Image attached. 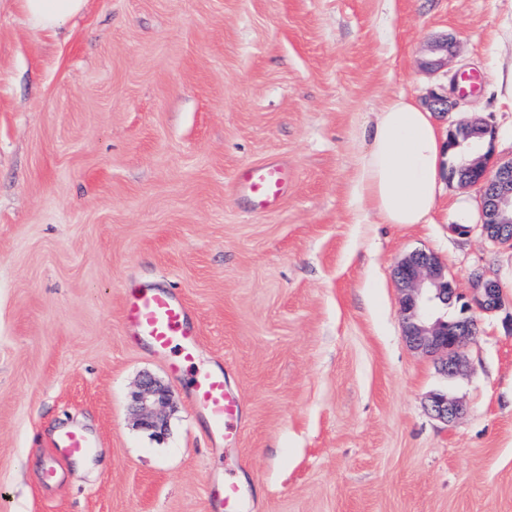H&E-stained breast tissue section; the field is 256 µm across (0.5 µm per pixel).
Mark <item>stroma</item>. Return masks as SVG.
<instances>
[{
	"label": "stroma",
	"mask_w": 512,
	"mask_h": 512,
	"mask_svg": "<svg viewBox=\"0 0 512 512\" xmlns=\"http://www.w3.org/2000/svg\"><path fill=\"white\" fill-rule=\"evenodd\" d=\"M511 71L512 0H86L54 32L0 0V512H214L228 481L244 512H512V249L455 230L476 187L445 180L424 224L360 223L354 190L382 101L462 72L477 88L437 127L480 119L511 158ZM270 160L290 185L257 212L235 178ZM417 250L461 296L500 287L453 377L403 333L393 270ZM148 288L188 306L234 441L127 327ZM147 377L160 438L133 411ZM71 429L91 472L54 452ZM429 410L438 419L446 422L460 418L464 407L457 401L448 398L447 393H434L430 396Z\"/></svg>",
	"instance_id": "35a3bbf8"
}]
</instances>
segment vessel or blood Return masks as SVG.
<instances>
[{"label":"vessel or blood","mask_w":512,"mask_h":512,"mask_svg":"<svg viewBox=\"0 0 512 512\" xmlns=\"http://www.w3.org/2000/svg\"><path fill=\"white\" fill-rule=\"evenodd\" d=\"M288 180L287 166L272 160L242 170L236 189L238 195L256 208L270 210L287 194ZM125 319L134 335L147 338L158 349L171 351L177 367L193 368L198 333L180 297L165 289L142 292L126 305ZM192 388L196 405L209 415L216 433L231 434L239 410L228 392L223 373L196 371ZM61 444L67 457L87 454L92 447L90 440L78 431L66 433Z\"/></svg>","instance_id":"b4317fda"}]
</instances>
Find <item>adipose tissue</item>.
I'll return each mask as SVG.
<instances>
[{"label": "adipose tissue", "mask_w": 512, "mask_h": 512, "mask_svg": "<svg viewBox=\"0 0 512 512\" xmlns=\"http://www.w3.org/2000/svg\"><path fill=\"white\" fill-rule=\"evenodd\" d=\"M85 0H20L27 23L55 30L77 15ZM445 138L432 113L410 96L385 99L371 121L357 159L355 191L386 224H421L441 192Z\"/></svg>", "instance_id": "ef3b65f1"}]
</instances>
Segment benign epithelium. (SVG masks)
<instances>
[{
	"instance_id": "benign-epithelium-1",
	"label": "benign epithelium",
	"mask_w": 512,
	"mask_h": 512,
	"mask_svg": "<svg viewBox=\"0 0 512 512\" xmlns=\"http://www.w3.org/2000/svg\"><path fill=\"white\" fill-rule=\"evenodd\" d=\"M448 59V44L438 43L432 48V58L426 62L430 70H438ZM461 97L458 80H452L450 93L431 95V111L448 114ZM494 132L479 121L451 125L447 146L458 149L463 145L478 149ZM450 176L469 186H477L482 196V235L494 244L512 249V159L488 166L486 156L479 155L468 161L461 173L451 167ZM394 278L402 292L400 312L403 332L409 345L422 353L440 360L444 373L454 375L459 371L461 361L458 351L475 333L474 313L495 311L501 303L500 288L495 282L477 279V288L463 304V315L448 322L434 318V309L446 305L454 298H460L454 283L448 279L441 261L432 253L416 251L402 259L394 269ZM168 390L148 378L142 382L136 396V410L141 427L156 434L165 431L167 422L156 409L167 404ZM430 412L446 422L460 418L464 407L448 398L446 393L430 396Z\"/></svg>"
}]
</instances>
